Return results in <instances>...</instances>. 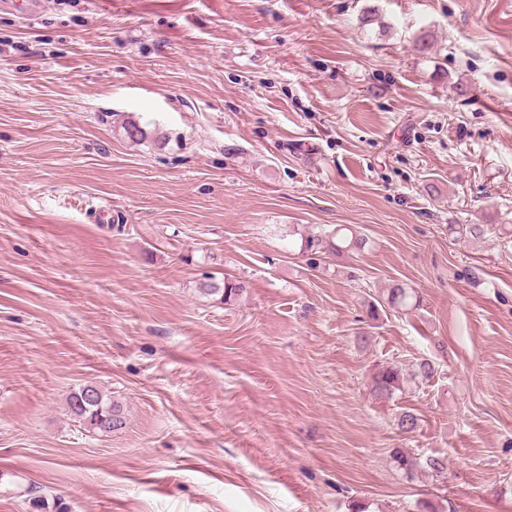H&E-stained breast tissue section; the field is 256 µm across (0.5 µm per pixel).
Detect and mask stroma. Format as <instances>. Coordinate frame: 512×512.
<instances>
[{
	"label": "stroma",
	"mask_w": 512,
	"mask_h": 512,
	"mask_svg": "<svg viewBox=\"0 0 512 512\" xmlns=\"http://www.w3.org/2000/svg\"><path fill=\"white\" fill-rule=\"evenodd\" d=\"M452 224H512V0L0 8V512H512V238ZM315 226L367 245L311 265ZM509 224H454L450 225L449 230L451 233L458 234V238L465 241H479L485 239L488 235L499 234L508 231ZM498 232V233H497ZM412 288H406L402 284H395L388 289L387 302L393 307L413 309L417 305V296ZM435 371L434 365L427 359L406 369L397 364H382L372 373V392L374 396L383 399H392L396 391L403 389L404 383L430 379ZM83 386L68 396L67 405L70 412L95 432L103 433L124 428L126 416L122 405L112 401V397L97 385ZM87 388L94 391V402L84 399L83 394ZM410 448H394L390 458L396 467L403 471L410 481H416L419 475L425 473L441 476L447 470L448 464L445 458L437 456L417 457Z\"/></svg>",
	"instance_id": "1"
}]
</instances>
